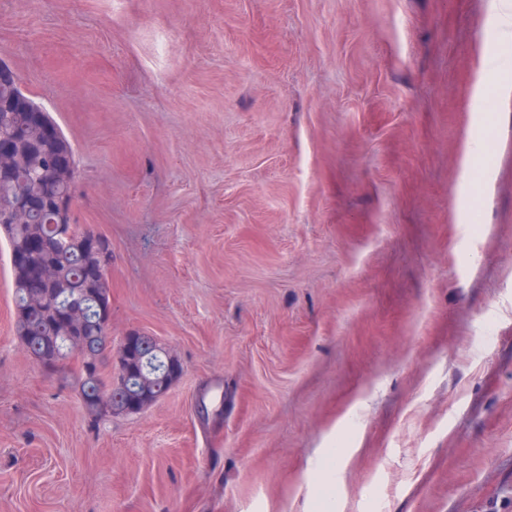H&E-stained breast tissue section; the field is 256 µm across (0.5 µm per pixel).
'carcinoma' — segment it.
Wrapping results in <instances>:
<instances>
[{"label": "carcinoma", "mask_w": 512, "mask_h": 512, "mask_svg": "<svg viewBox=\"0 0 512 512\" xmlns=\"http://www.w3.org/2000/svg\"><path fill=\"white\" fill-rule=\"evenodd\" d=\"M18 84L0 85V235L9 248L15 299L14 333L33 359L62 362L61 370L79 388L87 412L96 419L112 415L92 401L112 385V355L106 327L112 319L108 278L98 273V257L87 247L92 231L66 220L60 204L69 201L76 177L74 149L48 112L42 123L16 109ZM77 337L83 348L70 350ZM136 346L133 385L147 381L149 395L163 397L172 386L179 360L153 339ZM76 360L75 368L68 361Z\"/></svg>", "instance_id": "obj_1"}]
</instances>
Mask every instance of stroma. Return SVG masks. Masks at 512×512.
<instances>
[{
    "label": "stroma",
    "instance_id": "stroma-1",
    "mask_svg": "<svg viewBox=\"0 0 512 512\" xmlns=\"http://www.w3.org/2000/svg\"><path fill=\"white\" fill-rule=\"evenodd\" d=\"M494 2L0 0V60L74 149L72 219L112 244V343L183 366L92 420L15 336L0 243V512H512ZM487 134L483 120L478 121L468 134V151L464 165L469 169L473 162L487 151Z\"/></svg>",
    "mask_w": 512,
    "mask_h": 512
}]
</instances>
